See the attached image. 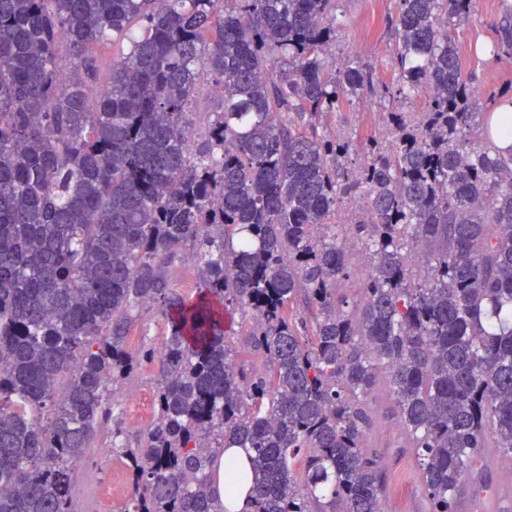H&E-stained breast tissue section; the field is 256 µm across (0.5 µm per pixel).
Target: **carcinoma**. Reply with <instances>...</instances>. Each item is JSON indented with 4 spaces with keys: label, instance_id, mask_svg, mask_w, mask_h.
<instances>
[{
    "label": "carcinoma",
    "instance_id": "cac0c4a2",
    "mask_svg": "<svg viewBox=\"0 0 512 512\" xmlns=\"http://www.w3.org/2000/svg\"><path fill=\"white\" fill-rule=\"evenodd\" d=\"M395 4L386 82L330 59L341 0H0V512H75L101 431L122 512H225L228 448L249 452L226 469L252 512H383L363 446L381 372L431 512H457L487 435L512 454V156L456 40L477 0ZM110 35L128 47L101 89ZM483 52L512 54L511 13ZM213 85L221 110L196 111ZM377 90L389 141L326 134ZM351 237L359 299L339 288ZM186 251L194 297L170 288ZM150 307L167 336L133 348ZM236 311L261 370L230 348ZM147 365L131 444L112 389ZM348 246L353 255V265L349 279L342 281L341 288H344V292L353 297L358 294L361 281L367 271L366 262L363 258L365 251L361 243L356 240H351ZM228 454L236 456L242 463H245L244 454L239 448H229L221 458L217 467V484L216 488L220 499L229 512H248V488L242 491H236L234 494L227 493L224 490V459Z\"/></svg>",
    "mask_w": 512,
    "mask_h": 512
}]
</instances>
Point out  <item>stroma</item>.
Returning a JSON list of instances; mask_svg holds the SVG:
<instances>
[{"label": "stroma", "mask_w": 512, "mask_h": 512, "mask_svg": "<svg viewBox=\"0 0 512 512\" xmlns=\"http://www.w3.org/2000/svg\"><path fill=\"white\" fill-rule=\"evenodd\" d=\"M344 23L336 41L335 54L355 57L371 63L380 75L391 71V33L387 24L394 11V0H345ZM512 11V0H478L477 12L471 22L460 29L458 41L464 66L475 70L484 95L498 94L512 84V57L488 61L476 51L477 46L496 38L501 17ZM388 124L377 97L361 94L353 103L334 113L327 121L331 135L360 142L367 136H384ZM372 426L364 440L368 453L377 455L385 472L383 504L386 512H430V502L423 486L418 460L405 431L394 411V399L386 381H379L368 400ZM111 440L98 434L87 457L78 463L75 473L74 502L78 512H119L128 496L123 466L112 457ZM505 461L499 449H482L479 469L487 473L491 486L482 488L464 482L460 499L468 503L470 512H512V497L496 492L506 482ZM111 493H104V486Z\"/></svg>", "instance_id": "stroma-1"}]
</instances>
